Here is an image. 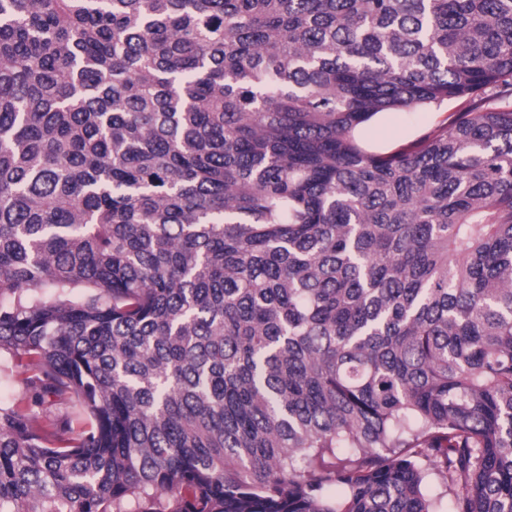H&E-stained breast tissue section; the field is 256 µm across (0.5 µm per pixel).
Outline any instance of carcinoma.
<instances>
[{
    "label": "carcinoma",
    "instance_id": "carcinoma-1",
    "mask_svg": "<svg viewBox=\"0 0 512 512\" xmlns=\"http://www.w3.org/2000/svg\"><path fill=\"white\" fill-rule=\"evenodd\" d=\"M504 93L512 0H0V512H512ZM460 107V102L450 101L441 109L380 113L360 127L359 138L367 149L387 152L427 130L445 126L450 114ZM22 376L14 374L13 377H3L0 375V402L15 403L26 405L31 393L20 382Z\"/></svg>",
    "mask_w": 512,
    "mask_h": 512
}]
</instances>
